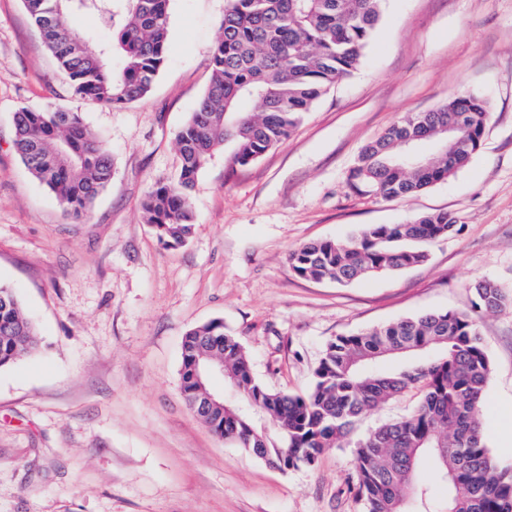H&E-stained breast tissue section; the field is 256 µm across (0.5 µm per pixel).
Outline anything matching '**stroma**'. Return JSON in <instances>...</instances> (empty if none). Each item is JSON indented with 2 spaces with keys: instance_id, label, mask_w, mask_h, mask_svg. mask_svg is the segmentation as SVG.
Instances as JSON below:
<instances>
[{
  "instance_id": "obj_1",
  "label": "stroma",
  "mask_w": 512,
  "mask_h": 512,
  "mask_svg": "<svg viewBox=\"0 0 512 512\" xmlns=\"http://www.w3.org/2000/svg\"><path fill=\"white\" fill-rule=\"evenodd\" d=\"M226 0H170L164 68L120 108L75 97L22 0H0V285L35 322L39 351L0 369V512H361L352 451L281 471L216 436L187 407L181 345L212 320L254 377L307 394L326 343L427 312L472 311L474 286L512 290V0H384L358 68L293 135L226 176L223 155L190 196L194 231L160 244L143 202L177 177L176 132L207 90ZM486 99L483 143L447 180L390 200L352 190L362 147L401 115ZM82 113L112 179L79 222L24 166L13 114ZM445 212L425 262L339 285L298 277L289 253L366 224ZM493 366L486 436L512 464V309L485 314Z\"/></svg>"
}]
</instances>
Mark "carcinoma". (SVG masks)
<instances>
[{
	"label": "carcinoma",
	"mask_w": 512,
	"mask_h": 512,
	"mask_svg": "<svg viewBox=\"0 0 512 512\" xmlns=\"http://www.w3.org/2000/svg\"><path fill=\"white\" fill-rule=\"evenodd\" d=\"M74 95L103 106L143 99L168 50L169 0H24ZM383 0H227L213 46L210 84L177 131L180 169L157 182L143 208L165 246L185 243L194 227L190 193L224 146L227 174L285 142L313 104L359 66L381 20ZM68 12L92 13L116 36L92 53L65 24ZM488 102L457 94L426 112L400 117L359 153L349 180L389 199L418 193L466 165L481 146ZM15 146L29 172L82 219L112 178V159L82 114L23 107L13 115ZM460 141L448 155L397 167L403 141H434L444 127ZM446 212L405 224L362 226L348 240L300 246L292 270L312 281L347 284L418 265L422 245L454 231ZM475 308L497 313L512 297L493 281L474 287ZM37 334L12 289L0 285V368L33 354ZM224 359V380L237 399L200 408L194 364L202 353ZM492 363L477 319L429 312L327 342L304 396L274 391L253 377L243 346L212 321L190 330L181 353V391L214 434L277 467L313 464L325 448L353 449L349 490L363 512H512V468L492 457L484 404ZM409 391L418 396L405 416L354 437L359 417ZM272 426L264 433L255 417ZM428 468L444 495L419 481Z\"/></svg>",
	"instance_id": "carcinoma-1"
}]
</instances>
